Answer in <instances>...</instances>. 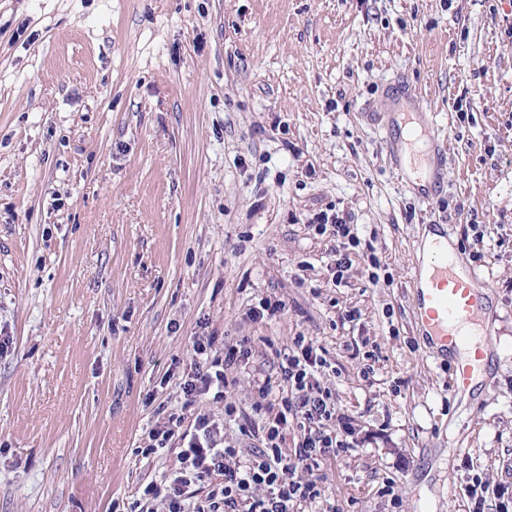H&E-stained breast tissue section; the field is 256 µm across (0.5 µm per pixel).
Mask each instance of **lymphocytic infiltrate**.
<instances>
[{"mask_svg": "<svg viewBox=\"0 0 512 512\" xmlns=\"http://www.w3.org/2000/svg\"><path fill=\"white\" fill-rule=\"evenodd\" d=\"M210 342L196 338L192 343L195 366L180 384L188 404L200 400L223 402L230 381L229 370L246 366L252 355L250 342L210 355ZM326 360L322 350L306 337H296L281 365L282 390L271 381L259 384V399L249 414L238 415L234 406L224 413L240 416L241 437L256 439L260 448L248 459L224 441L223 420L197 410L192 416H169L152 428L140 453L159 454L178 443L177 461L164 483H147L129 512H151V503L163 502L166 512H299L302 503L315 500L321 488L312 473L326 454L353 451L355 418L337 413L332 395L316 380ZM297 431L296 444H288L289 431ZM210 484L203 505L190 504L192 490Z\"/></svg>", "mask_w": 512, "mask_h": 512, "instance_id": "f902f5d3", "label": "lymphocytic infiltrate"}]
</instances>
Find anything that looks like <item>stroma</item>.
<instances>
[{
	"instance_id": "stroma-1",
	"label": "stroma",
	"mask_w": 512,
	"mask_h": 512,
	"mask_svg": "<svg viewBox=\"0 0 512 512\" xmlns=\"http://www.w3.org/2000/svg\"><path fill=\"white\" fill-rule=\"evenodd\" d=\"M401 101L444 143L427 188L393 158ZM329 210L362 242L338 284ZM427 227L493 315L465 398L412 318ZM263 298L280 312L252 318ZM0 334V512H112L161 481L174 452L137 450L183 413L197 336L250 341L240 411L294 337L322 347L361 443L302 512L512 488V0H0Z\"/></svg>"
}]
</instances>
